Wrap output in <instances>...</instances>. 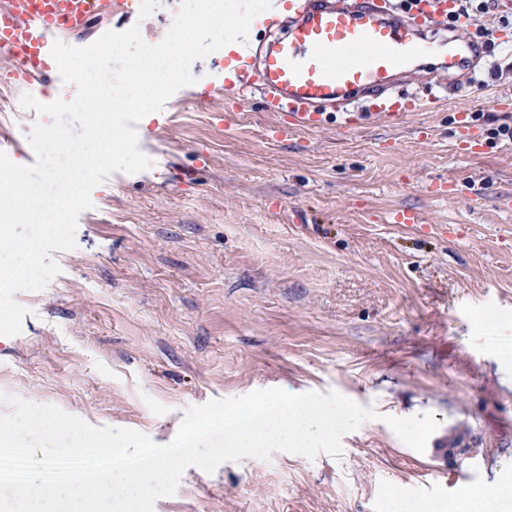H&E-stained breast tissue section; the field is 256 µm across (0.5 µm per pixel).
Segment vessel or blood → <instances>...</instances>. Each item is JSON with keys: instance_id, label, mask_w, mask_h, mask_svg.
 <instances>
[{"instance_id": "obj_1", "label": "vessel or blood", "mask_w": 512, "mask_h": 512, "mask_svg": "<svg viewBox=\"0 0 512 512\" xmlns=\"http://www.w3.org/2000/svg\"><path fill=\"white\" fill-rule=\"evenodd\" d=\"M409 11L391 0H288V25L268 45L249 49L242 65L225 71L203 94L233 91L238 67L267 95L271 111L288 116L290 127L320 126L325 113H341L345 126L360 129L368 120L399 124L404 110L423 101L393 94L401 76L425 60L437 61L457 80L473 77L483 55L472 42L442 37L455 0H412ZM126 0H7L0 7V55L7 58L8 82L44 101L45 87L60 82L48 59L55 42L79 35L92 16L123 11ZM428 28L432 39L422 37ZM369 105L353 111L354 101Z\"/></svg>"}]
</instances>
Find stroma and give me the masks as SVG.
<instances>
[{"label": "stroma", "instance_id": "stroma-1", "mask_svg": "<svg viewBox=\"0 0 512 512\" xmlns=\"http://www.w3.org/2000/svg\"><path fill=\"white\" fill-rule=\"evenodd\" d=\"M140 5L118 22L156 43L178 6ZM459 35L486 51L474 82L433 68L395 90L437 108L286 138L256 91L199 101L225 55L195 61V84L136 125L150 166L95 187L60 273L16 293L28 313L0 346V393L161 445L188 408L259 389L376 412L340 458L191 467L154 512H512V145L490 137L512 125V8ZM461 110L480 153L455 145ZM397 209L419 225L387 223ZM424 413L439 426L422 453L383 421ZM457 436L472 454L445 457ZM457 469L471 477L449 485Z\"/></svg>", "mask_w": 512, "mask_h": 512}]
</instances>
